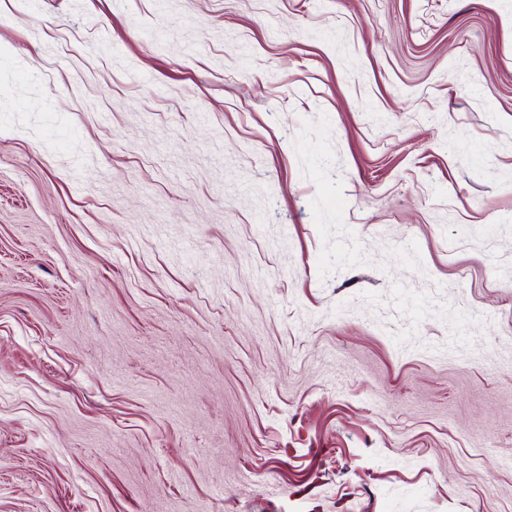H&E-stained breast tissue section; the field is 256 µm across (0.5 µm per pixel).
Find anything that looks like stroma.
<instances>
[{"mask_svg":"<svg viewBox=\"0 0 512 512\" xmlns=\"http://www.w3.org/2000/svg\"><path fill=\"white\" fill-rule=\"evenodd\" d=\"M0 512H512V0H0Z\"/></svg>","mask_w":512,"mask_h":512,"instance_id":"35a3bbf8","label":"stroma"}]
</instances>
